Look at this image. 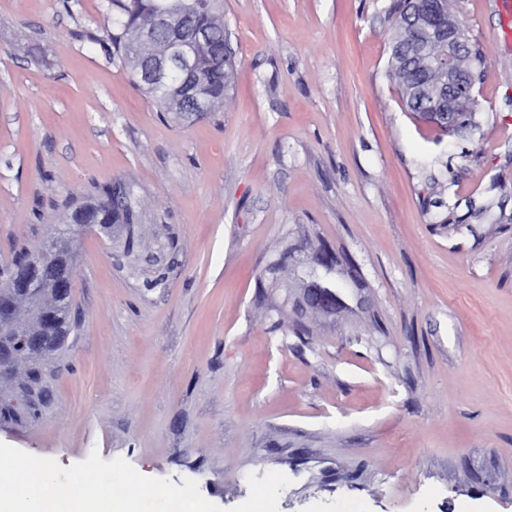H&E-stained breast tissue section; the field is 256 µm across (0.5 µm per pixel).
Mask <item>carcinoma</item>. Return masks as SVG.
<instances>
[{"label":"carcinoma","mask_w":512,"mask_h":512,"mask_svg":"<svg viewBox=\"0 0 512 512\" xmlns=\"http://www.w3.org/2000/svg\"><path fill=\"white\" fill-rule=\"evenodd\" d=\"M165 3L171 6L176 0H111V5L116 8V14L111 18L112 32L109 38L112 41V59L130 65L137 83L155 99L159 110L173 115L177 109L172 103V89L184 81V71L174 68L162 82L149 83L141 77L137 53L138 35L154 26V12ZM182 4L192 14V25L205 27L211 31V41L196 49L192 82L207 103L208 111L212 112L223 104L224 92L233 69L232 60L223 59L224 17L215 13L213 0H182ZM419 4L420 0H402L399 4V33L392 44L412 37L410 29L405 25V14L415 11ZM390 72L398 83L408 109L415 114H420L419 98L437 97L441 70L419 69L415 67L411 56L403 54L390 64ZM90 222L125 224L128 227V235L134 236L139 216L133 206L130 190L121 192L110 186L100 187L97 196L76 204L62 219L64 224ZM33 256L34 251L26 249L10 265L1 268L0 286L6 285L10 277L26 266ZM72 294L73 290L69 289L59 299L52 319L41 332L38 341L39 363L50 359L62 347L70 333Z\"/></svg>","instance_id":"carcinoma-1"}]
</instances>
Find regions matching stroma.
<instances>
[{
  "instance_id": "stroma-1",
  "label": "stroma",
  "mask_w": 512,
  "mask_h": 512,
  "mask_svg": "<svg viewBox=\"0 0 512 512\" xmlns=\"http://www.w3.org/2000/svg\"><path fill=\"white\" fill-rule=\"evenodd\" d=\"M395 5L215 0L233 74L182 124L110 59L109 0H0V265L96 187L140 216L81 239L0 442L226 512L269 471L277 512H512V50L495 0H449L486 65L438 134L389 75ZM328 263L333 314L300 302Z\"/></svg>"
}]
</instances>
